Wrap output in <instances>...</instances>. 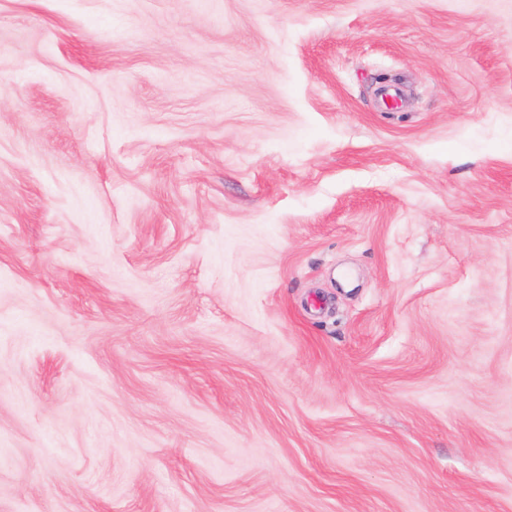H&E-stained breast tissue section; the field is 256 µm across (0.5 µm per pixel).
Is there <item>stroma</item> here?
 <instances>
[{
    "instance_id": "stroma-1",
    "label": "stroma",
    "mask_w": 512,
    "mask_h": 512,
    "mask_svg": "<svg viewBox=\"0 0 512 512\" xmlns=\"http://www.w3.org/2000/svg\"><path fill=\"white\" fill-rule=\"evenodd\" d=\"M0 512H512V0H0Z\"/></svg>"
}]
</instances>
